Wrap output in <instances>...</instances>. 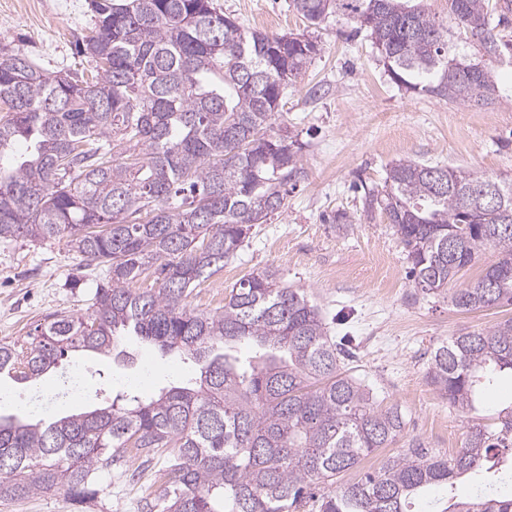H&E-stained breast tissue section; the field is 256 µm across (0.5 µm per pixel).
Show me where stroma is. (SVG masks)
Returning <instances> with one entry per match:
<instances>
[{
	"label": "stroma",
	"mask_w": 512,
	"mask_h": 512,
	"mask_svg": "<svg viewBox=\"0 0 512 512\" xmlns=\"http://www.w3.org/2000/svg\"><path fill=\"white\" fill-rule=\"evenodd\" d=\"M244 27L270 34L299 33L305 20L291 0H215ZM93 26L88 0H0V46L21 50L44 69L82 72L75 43ZM310 30V29H307ZM318 53L282 99L275 128L298 133L308 177L289 193L283 209L255 225L237 257L200 282L189 302L216 311L240 280L267 267L306 290L321 307L330 332L352 339L349 369L385 404L399 405L407 425L399 447L419 443L436 451L461 448L471 423L428 384L433 349L460 330H479L512 317V305L459 312L446 302L416 298L403 247L383 215L362 207L364 188L382 186L401 159L439 163L487 176L512 177V59L493 62L500 98L470 107L393 83L365 34L329 19L310 30ZM105 268L85 266L65 243L0 238V344L27 340L56 313L89 312ZM82 280L70 287L71 278ZM147 397L181 385L190 363L153 343L126 334L114 350L69 352L37 381L0 376L4 416H24L28 396L61 389L81 368L89 396L63 401L78 414L103 405L98 391L111 377L113 391L143 375ZM159 463L136 476L99 475L95 503L77 506L65 492L0 500V512H142L144 498L164 487Z\"/></svg>",
	"instance_id": "35a3bbf8"
}]
</instances>
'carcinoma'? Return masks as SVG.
<instances>
[{
    "label": "carcinoma",
    "mask_w": 512,
    "mask_h": 512,
    "mask_svg": "<svg viewBox=\"0 0 512 512\" xmlns=\"http://www.w3.org/2000/svg\"><path fill=\"white\" fill-rule=\"evenodd\" d=\"M311 27L334 13L364 30L391 80L463 106L498 86L460 54L457 28L483 55L512 56L497 27L512 0H292ZM95 23L77 45L93 76L44 70L0 51V238L65 241L106 267L91 311L55 315L24 344H0V373L29 382L70 351L104 353L131 329L193 360L182 386L147 400L118 393L80 414L34 423L0 416V499L63 490L98 497V476L161 457L165 487L144 512H413L433 488L438 512H512V403L469 426L448 454L411 445L356 482L340 477L396 442L401 408L381 406L346 368V351L302 288L265 268L234 285L224 308L189 307L197 283L224 269L252 227L307 177L304 144L269 133L284 90L317 54L305 33L245 29L214 0H89ZM25 150L4 157L13 145ZM484 175L399 160L363 207L400 239L422 298L471 311L512 305V179L482 198ZM496 254L474 283L457 275ZM153 270L157 287L137 288ZM252 350L245 360L228 353ZM512 373V318L436 347L426 371L448 406L476 410ZM465 480L469 497L455 495Z\"/></svg>",
    "instance_id": "1"
}]
</instances>
